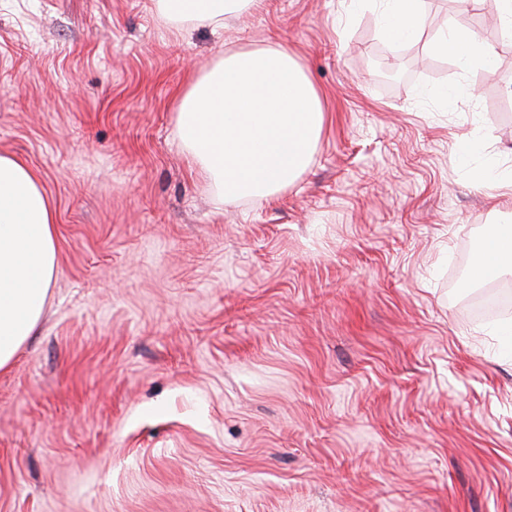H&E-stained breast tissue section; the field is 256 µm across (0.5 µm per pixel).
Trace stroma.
I'll return each mask as SVG.
<instances>
[{
  "instance_id": "1",
  "label": "stroma",
  "mask_w": 512,
  "mask_h": 512,
  "mask_svg": "<svg viewBox=\"0 0 512 512\" xmlns=\"http://www.w3.org/2000/svg\"><path fill=\"white\" fill-rule=\"evenodd\" d=\"M264 0L223 28L155 0H0V154L56 212L42 325L0 371V512H512V345L459 276L512 220L499 0ZM472 28L498 59L435 49ZM281 47L326 111L308 170L217 208L176 133L224 52ZM473 82L474 96L442 89ZM426 0H386L380 19V34L389 42L415 39L425 20ZM472 175L477 183L491 186L496 191L497 196L512 197L511 169L499 171L497 166L488 164L473 169Z\"/></svg>"
}]
</instances>
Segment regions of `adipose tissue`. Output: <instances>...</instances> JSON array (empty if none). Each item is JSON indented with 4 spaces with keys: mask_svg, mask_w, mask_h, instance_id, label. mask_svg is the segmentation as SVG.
Listing matches in <instances>:
<instances>
[{
    "mask_svg": "<svg viewBox=\"0 0 512 512\" xmlns=\"http://www.w3.org/2000/svg\"><path fill=\"white\" fill-rule=\"evenodd\" d=\"M426 0H386L380 34L390 42L417 37ZM261 0H157L171 25L221 28L226 16ZM462 69L495 65L496 51L473 30L454 26L437 44ZM325 113L304 67L282 48L242 49L221 57L183 93L177 135L215 201L262 200L286 190L307 169ZM54 207L38 176L0 154V370L13 362L41 321L57 269ZM512 273V226L504 224L475 255L472 278Z\"/></svg>",
    "mask_w": 512,
    "mask_h": 512,
    "instance_id": "ef3b65f1",
    "label": "adipose tissue"
}]
</instances>
